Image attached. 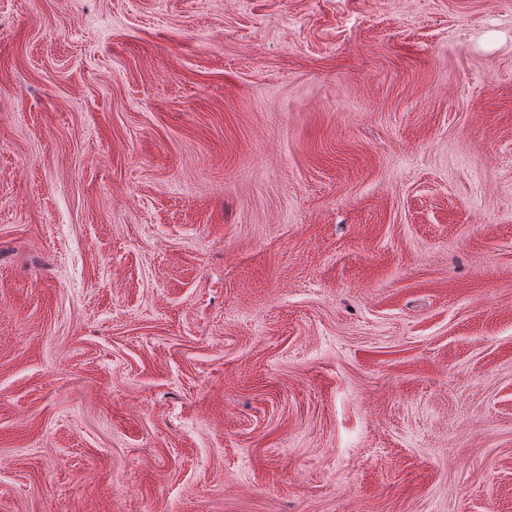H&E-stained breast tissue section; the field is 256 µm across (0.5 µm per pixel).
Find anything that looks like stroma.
Segmentation results:
<instances>
[{"instance_id": "35a3bbf8", "label": "stroma", "mask_w": 512, "mask_h": 512, "mask_svg": "<svg viewBox=\"0 0 512 512\" xmlns=\"http://www.w3.org/2000/svg\"><path fill=\"white\" fill-rule=\"evenodd\" d=\"M0 512H512V0H0Z\"/></svg>"}]
</instances>
